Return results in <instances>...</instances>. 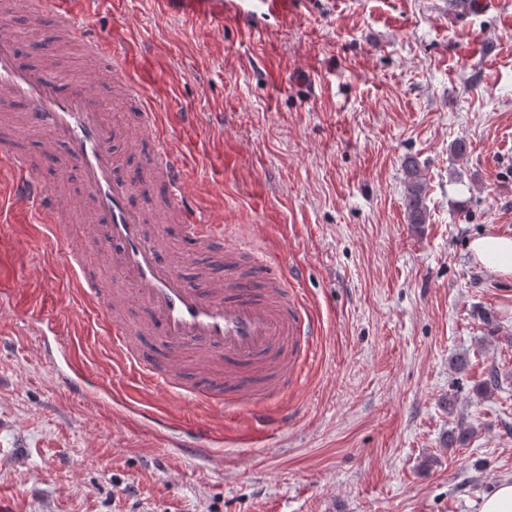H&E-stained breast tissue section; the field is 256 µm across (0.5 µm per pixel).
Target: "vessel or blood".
Instances as JSON below:
<instances>
[{"label":"vessel or blood","instance_id":"vessel-or-blood-1","mask_svg":"<svg viewBox=\"0 0 512 512\" xmlns=\"http://www.w3.org/2000/svg\"><path fill=\"white\" fill-rule=\"evenodd\" d=\"M87 0H29L33 13H49L56 31L74 39L94 64L80 74L79 88L64 90L45 71L22 64L16 37L0 19V108L27 104L29 127L42 130L41 145L65 146L83 185V196L47 189L28 157L0 138V155L8 157L6 188L0 189V214L34 209L38 223L69 242L64 259L84 299L98 303L110 330L112 352L140 386L196 399L209 408L252 405L298 375L319 334V324L286 271L243 238L195 208L185 190L182 154L166 142L165 118L149 86L134 69L138 48L126 44L120 30L104 35L85 22ZM299 0H260L264 16L288 19ZM110 87L137 109L126 131L129 150L151 145L153 159L145 179L157 185L164 214L136 207L139 182L120 175V158L112 149L116 123L100 95ZM107 226L104 243L71 244L68 218ZM180 225L185 239L198 247L224 248V278L206 287L189 285L161 243L167 225ZM159 327L168 360L157 363L139 348L141 334ZM192 354L202 375L185 378L178 362ZM71 397L84 398L88 377L69 364L57 378ZM183 452H214L217 440L209 420L189 422Z\"/></svg>","mask_w":512,"mask_h":512}]
</instances>
